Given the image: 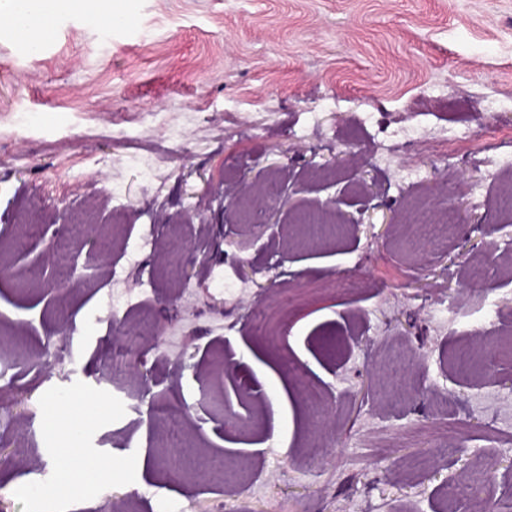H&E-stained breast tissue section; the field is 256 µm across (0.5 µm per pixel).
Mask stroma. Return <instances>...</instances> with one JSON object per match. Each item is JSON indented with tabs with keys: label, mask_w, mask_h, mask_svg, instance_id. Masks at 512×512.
I'll return each mask as SVG.
<instances>
[{
	"label": "stroma",
	"mask_w": 512,
	"mask_h": 512,
	"mask_svg": "<svg viewBox=\"0 0 512 512\" xmlns=\"http://www.w3.org/2000/svg\"><path fill=\"white\" fill-rule=\"evenodd\" d=\"M112 14L74 7L35 52L0 27V387L21 400L0 404L5 512H431L462 445L482 454L446 512H485L512 463V262L488 232L512 226V0ZM373 187L357 234L298 220L339 191L355 214ZM415 201L458 231L429 243ZM185 211L156 250L148 225ZM76 216L80 249L29 231ZM193 244L224 255L184 289ZM472 266L488 285L457 288ZM121 294L161 334L138 340L140 371L112 360ZM462 348L482 362L458 371ZM161 395L183 409L174 441L149 418ZM62 448L111 460L94 498L61 490Z\"/></svg>",
	"instance_id": "1"
}]
</instances>
